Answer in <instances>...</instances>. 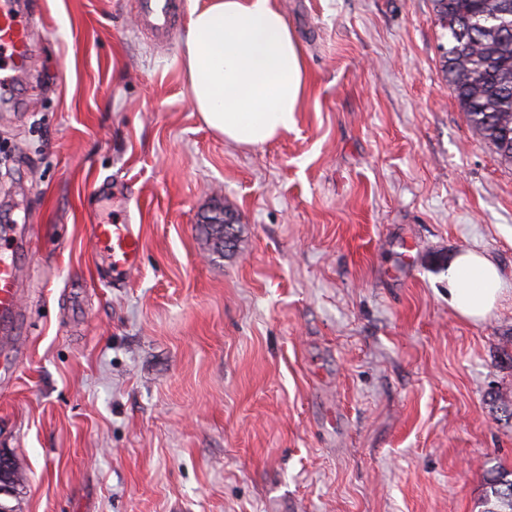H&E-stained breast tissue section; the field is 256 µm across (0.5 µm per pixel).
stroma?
<instances>
[{"label":"stroma","mask_w":512,"mask_h":512,"mask_svg":"<svg viewBox=\"0 0 512 512\" xmlns=\"http://www.w3.org/2000/svg\"><path fill=\"white\" fill-rule=\"evenodd\" d=\"M30 2L0 106V225L29 227L0 331L8 505L483 512L486 464L512 470V165L459 109L432 0H277L307 92L253 147L189 105L193 0L166 46L135 0ZM126 213L143 251L116 284L92 227ZM466 250L504 286L476 323L448 303ZM234 217L227 211L215 213L213 216L208 218V235L212 241V249L214 253H220L228 255L235 249L236 235L232 241L224 239V233L222 228L224 227L225 221L228 220L233 222ZM235 220V219H234Z\"/></svg>","instance_id":"35a3bbf8"}]
</instances>
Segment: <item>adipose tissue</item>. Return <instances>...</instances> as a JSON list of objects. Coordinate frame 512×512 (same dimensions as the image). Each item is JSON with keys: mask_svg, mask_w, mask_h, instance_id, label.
<instances>
[{"mask_svg": "<svg viewBox=\"0 0 512 512\" xmlns=\"http://www.w3.org/2000/svg\"><path fill=\"white\" fill-rule=\"evenodd\" d=\"M182 56L192 109L225 141L260 146L295 128L305 56L275 0H196ZM448 282L466 320L484 318L503 292L496 265L473 252L449 263Z\"/></svg>", "mask_w": 512, "mask_h": 512, "instance_id": "adipose-tissue-1", "label": "adipose tissue"}]
</instances>
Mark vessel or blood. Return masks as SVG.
I'll return each instance as SVG.
<instances>
[{
  "instance_id": "1",
  "label": "vessel or blood",
  "mask_w": 512,
  "mask_h": 512,
  "mask_svg": "<svg viewBox=\"0 0 512 512\" xmlns=\"http://www.w3.org/2000/svg\"><path fill=\"white\" fill-rule=\"evenodd\" d=\"M181 0H139L138 13L145 29L158 42H168L175 30ZM31 18L17 0H0V101L8 103L26 58ZM93 239L112 260L114 277L137 269L141 253L140 231L133 224L94 225ZM19 305L18 274L14 262L0 257V325L8 324Z\"/></svg>"
}]
</instances>
